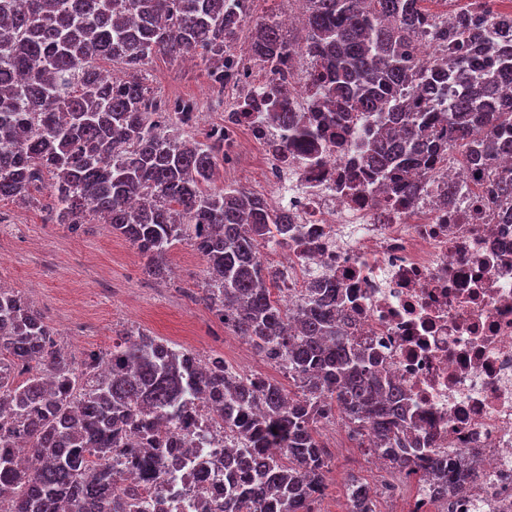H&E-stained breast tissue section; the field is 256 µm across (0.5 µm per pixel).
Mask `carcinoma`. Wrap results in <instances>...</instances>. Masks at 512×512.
<instances>
[{
  "label": "carcinoma",
  "mask_w": 512,
  "mask_h": 512,
  "mask_svg": "<svg viewBox=\"0 0 512 512\" xmlns=\"http://www.w3.org/2000/svg\"><path fill=\"white\" fill-rule=\"evenodd\" d=\"M250 2L0 0V200L24 201L50 182L55 223L73 231L94 212L149 276L164 275L165 255L186 243L207 264L199 302L294 383L242 374L220 356L189 360L138 328L76 364L32 303L0 286V512H146L139 489L112 492L108 454L156 482L158 424L190 430L187 411L203 393L224 399V425L240 436L224 460L222 512H312L328 472L317 424L334 407L356 435L370 428L364 447L400 474L423 469L453 488L480 477L421 446L403 392L345 339L336 289L314 288L295 309L282 303L260 248L273 245L271 227L288 230L287 216L256 193L216 186L224 130L182 139L194 104L158 100L141 78L154 54L193 53L224 87V54ZM423 2L307 0L306 50L335 107L323 125L349 132L373 116L359 148L377 172L429 171L459 147L471 168L490 170L512 157V12L457 7L442 19ZM423 36L448 53L418 65L411 44ZM289 44L276 23H258L252 58L281 74ZM102 62L129 79L101 80ZM273 119L309 133L296 112ZM492 193L511 201L512 177L493 179ZM16 440L31 458L11 451ZM347 498L349 512H375L367 485L351 482Z\"/></svg>",
  "instance_id": "cac0c4a2"
}]
</instances>
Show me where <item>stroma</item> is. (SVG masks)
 Listing matches in <instances>:
<instances>
[{"instance_id":"obj_1","label":"stroma","mask_w":512,"mask_h":512,"mask_svg":"<svg viewBox=\"0 0 512 512\" xmlns=\"http://www.w3.org/2000/svg\"><path fill=\"white\" fill-rule=\"evenodd\" d=\"M142 76L157 98H191L199 105L202 114L185 136L202 138L214 112L224 109L200 63L159 54ZM48 196L43 185L28 201H0V282L32 294L69 356L79 360L91 350L108 351L121 330L140 327L195 349L200 357L219 355L237 369L287 383L285 373L252 347L238 345L218 317L194 301L205 277L197 252L176 245L167 278H148L141 255L97 217L87 216L75 232L48 221L43 210ZM336 442L340 450L328 457L326 489L313 503L314 512H343L350 478L372 487L385 479L371 466L366 449L349 443L345 430H337Z\"/></svg>"}]
</instances>
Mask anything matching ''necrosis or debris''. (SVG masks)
Here are the masks:
<instances>
[{
    "mask_svg": "<svg viewBox=\"0 0 512 512\" xmlns=\"http://www.w3.org/2000/svg\"><path fill=\"white\" fill-rule=\"evenodd\" d=\"M314 58L292 45L288 94L277 97L251 69L225 84L224 128L260 152L264 195L288 216V240L268 267L280 297L295 307L312 288L343 297L347 339L376 373L409 400L413 430L431 448L474 465L477 481L438 496L415 478L407 512H512V224L482 177L459 152L420 173L417 195L397 197L391 173H373L350 136L287 137L266 114L272 105L311 109ZM210 397L194 400L190 436L167 426L160 482L146 493L151 512H202L224 500V419ZM209 472L200 481L199 469Z\"/></svg>",
    "mask_w": 512,
    "mask_h": 512,
    "instance_id": "necrosis-or-debris-1",
    "label": "necrosis or debris"
}]
</instances>
